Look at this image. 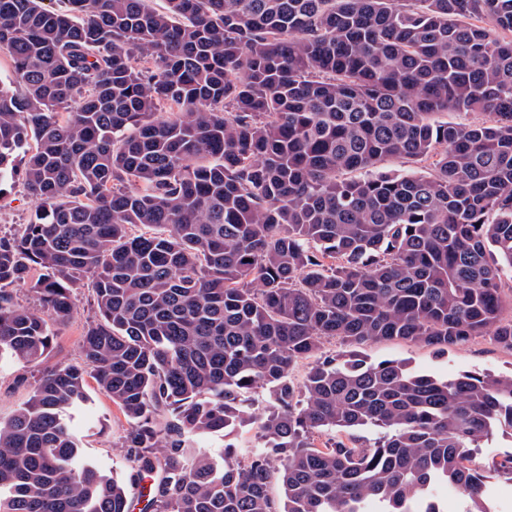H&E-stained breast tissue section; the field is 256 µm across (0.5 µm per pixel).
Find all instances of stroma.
<instances>
[{
  "label": "stroma",
  "instance_id": "stroma-1",
  "mask_svg": "<svg viewBox=\"0 0 512 512\" xmlns=\"http://www.w3.org/2000/svg\"><path fill=\"white\" fill-rule=\"evenodd\" d=\"M37 206V200L22 182L7 186L5 193L0 195V235L14 233L21 224L27 223ZM94 316L93 290L90 282L85 281L76 290L70 318L53 325L55 337L44 359L45 365L81 363L82 338ZM361 353L370 362L402 361L413 370L444 377L472 372L512 373V351L498 347L487 336L444 352L405 340H376L363 345ZM36 374V367L23 361L0 363V418L8 417L29 398L31 381ZM88 393L90 400L76 421L83 440V452L109 476L128 479L132 468L125 456L124 441L129 423L96 385H89ZM510 455L512 429L506 427L496 429L475 452L476 466L489 476L497 512H512V482L493 472L494 464Z\"/></svg>",
  "mask_w": 512,
  "mask_h": 512
}]
</instances>
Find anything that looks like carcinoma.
I'll return each mask as SVG.
<instances>
[{
  "label": "carcinoma",
  "mask_w": 512,
  "mask_h": 512,
  "mask_svg": "<svg viewBox=\"0 0 512 512\" xmlns=\"http://www.w3.org/2000/svg\"><path fill=\"white\" fill-rule=\"evenodd\" d=\"M475 19L512 32V0H0V186L40 204L0 236V362L53 338L13 287L65 320L88 279L96 306L84 366L39 369L0 421V512H130L82 458L88 373L129 419L143 512H442L446 481L492 512L473 453L512 430V375L359 351H512V39ZM389 157L434 173H374ZM249 420L247 457L200 447ZM359 350L369 362L397 360L415 371L444 377L472 372L507 375L512 370V352L498 347L488 336L444 352L398 339L370 341Z\"/></svg>",
  "instance_id": "cac0c4a2"
}]
</instances>
